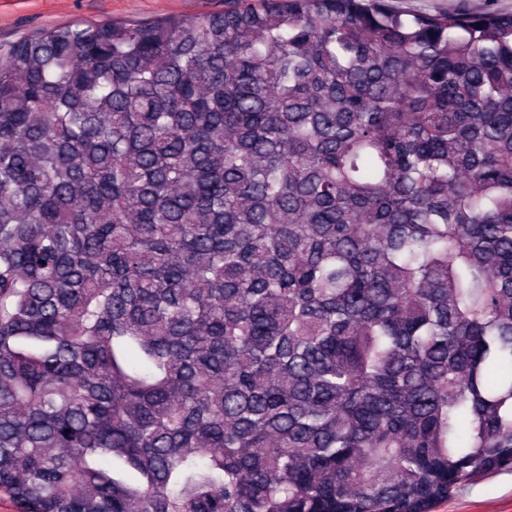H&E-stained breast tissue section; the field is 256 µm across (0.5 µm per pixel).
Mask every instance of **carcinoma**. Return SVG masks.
Listing matches in <instances>:
<instances>
[{"label": "carcinoma", "mask_w": 512, "mask_h": 512, "mask_svg": "<svg viewBox=\"0 0 512 512\" xmlns=\"http://www.w3.org/2000/svg\"><path fill=\"white\" fill-rule=\"evenodd\" d=\"M512 468V12L243 0L0 55V491L434 512Z\"/></svg>", "instance_id": "obj_1"}]
</instances>
